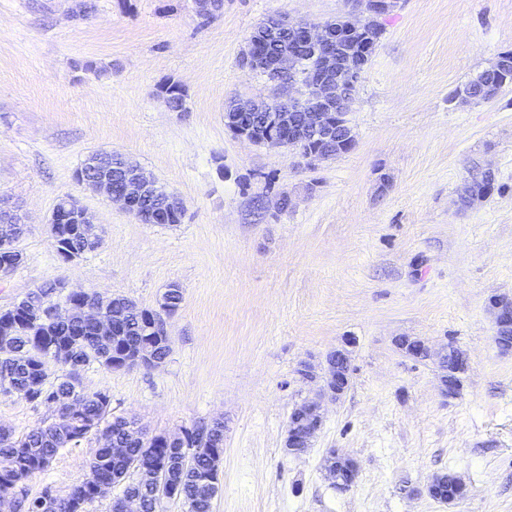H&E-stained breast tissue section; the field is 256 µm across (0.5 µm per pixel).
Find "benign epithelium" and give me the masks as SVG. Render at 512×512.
Instances as JSON below:
<instances>
[{"label": "benign epithelium", "instance_id": "benign-epithelium-1", "mask_svg": "<svg viewBox=\"0 0 512 512\" xmlns=\"http://www.w3.org/2000/svg\"><path fill=\"white\" fill-rule=\"evenodd\" d=\"M197 12L212 18L224 8V0H194ZM361 12L367 15L366 22L354 23L349 19H336L322 24L290 22L283 16H275L267 22L260 37L269 40L288 32V47L268 55L256 49L257 39H252L243 56V65L250 72H261L269 81L280 87L301 84L305 92L299 98H289L274 108L252 100L234 103L233 116L226 119L231 124L229 130L235 135L249 138L248 132L232 126L240 117L258 114L263 124L258 129V143L268 146L288 147L299 151L305 165L333 158L350 151L355 144V136L347 119V111L353 100L357 84L364 67L373 56L378 38L374 31L378 29L379 18L387 15L397 5V0H354ZM309 54L316 59V66L305 77H297L298 59ZM486 73L499 79L495 91L512 84V69L506 60L500 58ZM461 100L480 104L494 98L492 94H482L481 89L467 86L458 94ZM124 180L121 187L112 185V176L100 172L88 174L79 169L75 179L102 195L109 202L120 203L129 213L139 220L144 216L139 212L138 204L144 197L163 189L154 178L123 159ZM51 232L56 242H61L63 225L75 224L80 227L89 224L93 233H99L93 216L70 196L60 198L49 216ZM59 287L68 290V294L77 298L55 307L50 311L39 310V315H48L53 320L65 321L72 315L85 316L92 322L100 336H118L122 329L126 312L107 318L97 313V309L81 298L89 295L83 290L67 289V284L59 282ZM495 315V339L498 346L509 351L512 349V300L497 297L491 301ZM168 311L166 303L160 304V310L145 313L149 329L167 333L163 313ZM399 349L407 355L419 359H432L441 371V383L448 395L452 396L458 388L457 374L464 372L466 360L462 352L448 346L442 352L434 354L426 344L417 339L401 337L396 340ZM305 379H322L323 385L318 397L308 400L292 412L286 430L284 448L300 455L311 446L313 439L323 424V405L336 402L345 394L349 386L350 358L347 351H331L324 364L317 368L304 363L299 369ZM328 475L342 472L346 481L340 485L349 489L358 476L357 462L345 455L333 451L328 456L325 467ZM139 479L147 489L159 491L163 477L157 471L141 470ZM449 484L454 489L453 499L465 494V485L455 475H437L426 487L428 496L433 497Z\"/></svg>", "mask_w": 512, "mask_h": 512}]
</instances>
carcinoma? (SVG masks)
<instances>
[{
    "mask_svg": "<svg viewBox=\"0 0 512 512\" xmlns=\"http://www.w3.org/2000/svg\"><path fill=\"white\" fill-rule=\"evenodd\" d=\"M45 305L68 302L70 296L45 284L33 291ZM13 328L11 335H0L8 351L0 356V384L33 404L51 405V401L72 394L80 398L82 413L69 427L61 425L64 414L42 422L17 437L0 427V486L10 484L16 494L17 512H85V506L97 499L93 484L85 479L71 485L64 496L49 487L38 494L29 493L26 482L47 470L66 448H74L91 438L98 443L90 466L95 480L121 486L120 496L138 495L143 512H163L164 499L177 500L186 512H212V502L219 490L222 458L211 449L224 447V423L198 424L194 431L169 448L155 447V437L134 423L114 418L111 396L103 391H85L80 371L91 364L112 368V337L102 341L94 325L81 316L68 321L34 322L16 320L11 310L0 312V328ZM139 315H130L128 330L119 345L133 357L145 344L151 345V357L164 362L171 351L168 336L151 340L140 334ZM62 366L66 373L54 377L51 367ZM126 448L128 457L115 459L111 449ZM150 465L167 472L166 498L147 491L134 478L133 464Z\"/></svg>",
    "mask_w": 512,
    "mask_h": 512,
    "instance_id": "cac0c4a2",
    "label": "carcinoma"
}]
</instances>
